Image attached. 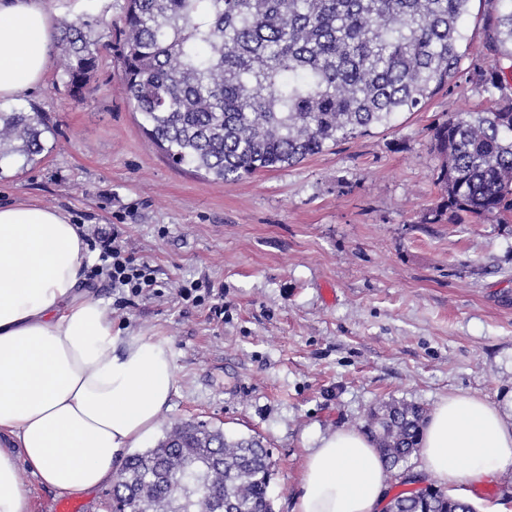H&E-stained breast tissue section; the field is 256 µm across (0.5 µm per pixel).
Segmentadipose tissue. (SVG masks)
Listing matches in <instances>:
<instances>
[{"label":"adipose tissue","mask_w":512,"mask_h":512,"mask_svg":"<svg viewBox=\"0 0 512 512\" xmlns=\"http://www.w3.org/2000/svg\"><path fill=\"white\" fill-rule=\"evenodd\" d=\"M55 24L43 0H0V98L44 79ZM87 247L65 212L0 205V512H31L19 463L58 496L112 483L168 409L175 366L164 342L114 329L84 286ZM424 471L449 493L512 466V418L448 394L421 429ZM390 477L370 436L340 428L305 458L294 512H382Z\"/></svg>","instance_id":"1"}]
</instances>
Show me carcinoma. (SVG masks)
Instances as JSON below:
<instances>
[{
	"label": "carcinoma",
	"instance_id": "cac0c4a2",
	"mask_svg": "<svg viewBox=\"0 0 512 512\" xmlns=\"http://www.w3.org/2000/svg\"><path fill=\"white\" fill-rule=\"evenodd\" d=\"M471 0H126L124 91L139 126L176 167L232 183L291 167L400 112L421 109L460 71L459 20ZM486 21L493 64L470 80L489 106L434 129L442 203L432 220L512 214V0ZM64 84L90 89L112 23L66 21L54 41ZM49 128L37 110L0 109V162L36 161ZM426 409L392 401L365 427L388 470L418 451ZM176 472L186 482L170 488ZM269 453L255 437L177 421L118 471L112 512H273ZM224 489L219 498L218 489ZM390 512H476L429 484Z\"/></svg>",
	"mask_w": 512,
	"mask_h": 512
}]
</instances>
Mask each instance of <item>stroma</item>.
<instances>
[{"mask_svg": "<svg viewBox=\"0 0 512 512\" xmlns=\"http://www.w3.org/2000/svg\"><path fill=\"white\" fill-rule=\"evenodd\" d=\"M54 21L107 16L125 0H44ZM495 0L462 19L463 71L418 112L301 163L234 183L174 167L139 128L118 53L74 98L51 57L21 104L54 130L33 165L0 167V204L29 199L71 223L114 227L148 263L154 291L86 286L123 333L164 341L175 365L159 427L192 420L255 436L273 463L275 512H293L317 435L362 428L390 399L433 409L453 392L512 398V217L431 224L440 203L432 131L485 98L468 72L484 64ZM212 289L203 305L178 288ZM477 512H512V467L470 486Z\"/></svg>", "mask_w": 512, "mask_h": 512, "instance_id": "stroma-1", "label": "stroma"}]
</instances>
